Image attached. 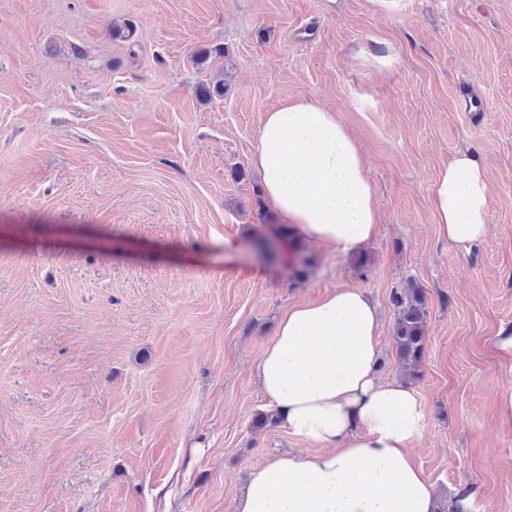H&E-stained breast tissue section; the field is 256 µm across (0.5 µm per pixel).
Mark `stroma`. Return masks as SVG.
Instances as JSON below:
<instances>
[{
  "instance_id": "obj_1",
  "label": "stroma",
  "mask_w": 512,
  "mask_h": 512,
  "mask_svg": "<svg viewBox=\"0 0 512 512\" xmlns=\"http://www.w3.org/2000/svg\"><path fill=\"white\" fill-rule=\"evenodd\" d=\"M134 28L112 36L113 22ZM228 50L224 97L198 51ZM484 103L457 109L459 84ZM335 112L375 189L369 268L323 251L295 281L252 156L264 113ZM460 149L489 185L486 240L438 236L429 189ZM286 249L262 260L265 239ZM428 299L410 445L438 500L512 512V0H0V512H233L252 466L317 444L266 413L253 367L291 305Z\"/></svg>"
}]
</instances>
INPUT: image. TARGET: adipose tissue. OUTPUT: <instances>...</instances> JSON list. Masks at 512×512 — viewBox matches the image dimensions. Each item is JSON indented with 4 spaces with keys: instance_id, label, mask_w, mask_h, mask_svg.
<instances>
[{
    "instance_id": "ef3b65f1",
    "label": "adipose tissue",
    "mask_w": 512,
    "mask_h": 512,
    "mask_svg": "<svg viewBox=\"0 0 512 512\" xmlns=\"http://www.w3.org/2000/svg\"><path fill=\"white\" fill-rule=\"evenodd\" d=\"M253 166L267 207L312 251L355 255L375 239L374 189L334 112L302 99L265 113ZM430 195L440 238L485 240L488 183L474 153L452 156ZM379 330L375 304L353 286L281 315L255 375L279 422L319 450L253 466L235 512H434L433 485L409 450L423 402L410 384L380 377Z\"/></svg>"
}]
</instances>
